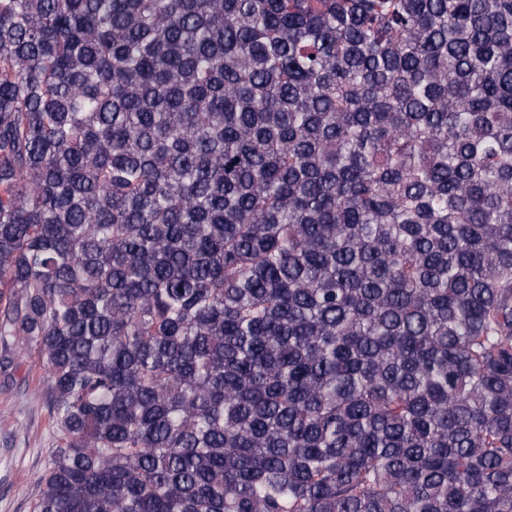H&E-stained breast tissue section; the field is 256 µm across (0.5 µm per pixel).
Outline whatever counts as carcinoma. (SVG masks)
<instances>
[{"instance_id": "1", "label": "carcinoma", "mask_w": 512, "mask_h": 512, "mask_svg": "<svg viewBox=\"0 0 512 512\" xmlns=\"http://www.w3.org/2000/svg\"><path fill=\"white\" fill-rule=\"evenodd\" d=\"M33 512H512V0H0V372ZM41 375L28 362L0 374V512H33L36 479L56 445Z\"/></svg>"}]
</instances>
